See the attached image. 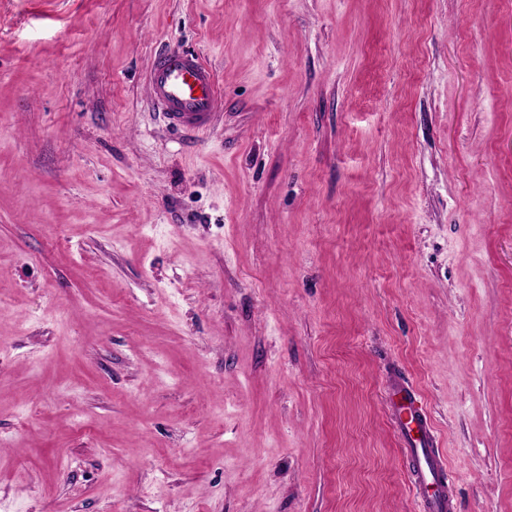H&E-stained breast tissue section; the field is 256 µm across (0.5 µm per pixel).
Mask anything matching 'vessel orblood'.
I'll return each mask as SVG.
<instances>
[{"label": "vessel or blood", "mask_w": 512, "mask_h": 512, "mask_svg": "<svg viewBox=\"0 0 512 512\" xmlns=\"http://www.w3.org/2000/svg\"><path fill=\"white\" fill-rule=\"evenodd\" d=\"M150 96L173 130H210L221 91L214 70L179 46L157 53L148 77ZM393 427L409 463L416 512H456L455 481L438 447L437 430L412 385L393 375L387 387Z\"/></svg>", "instance_id": "1"}]
</instances>
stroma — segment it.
<instances>
[{"instance_id":"stroma-1","label":"stroma","mask_w":512,"mask_h":512,"mask_svg":"<svg viewBox=\"0 0 512 512\" xmlns=\"http://www.w3.org/2000/svg\"><path fill=\"white\" fill-rule=\"evenodd\" d=\"M393 372L512 512V5L0 0V512H414ZM150 96L173 130L197 134L213 127L221 91L214 70L180 46L157 53L148 77Z\"/></svg>"}]
</instances>
